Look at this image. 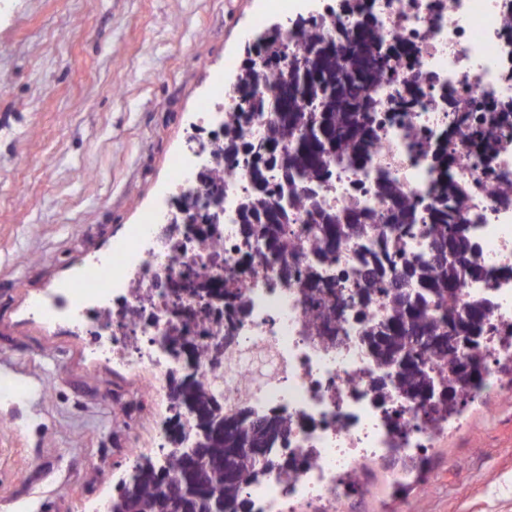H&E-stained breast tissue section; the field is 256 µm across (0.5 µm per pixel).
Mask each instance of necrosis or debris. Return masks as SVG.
Returning a JSON list of instances; mask_svg holds the SVG:
<instances>
[{
  "label": "necrosis or debris",
  "mask_w": 512,
  "mask_h": 512,
  "mask_svg": "<svg viewBox=\"0 0 512 512\" xmlns=\"http://www.w3.org/2000/svg\"><path fill=\"white\" fill-rule=\"evenodd\" d=\"M360 3L398 48L376 91L368 157L336 165L322 182L299 183L300 203L375 219L396 207L398 198L381 191L394 184L414 204L418 230L389 238V288L402 282L405 260L429 257L431 209L449 185L462 188L484 275L463 279L452 305L462 315L489 298L492 340L476 352L480 384L448 381L459 404L481 402L512 386L502 371L512 363V0H323L316 15L350 25ZM235 107L219 90L202 108L214 124L201 142L210 180L198 182L193 162L180 161L169 208L133 228L118 259L81 269L37 309L91 327L99 355L143 376V406L158 400L178 363L174 336L204 346L223 341L220 361L194 362V377L212 382L225 410L288 419L272 444L279 467L244 491L248 512H336L346 494L365 491L364 460L394 461L393 479L404 480L408 463L458 420L435 400L399 390L377 367L363 331L383 321L386 298L351 297L374 265L369 242L343 241L334 261H318L300 213L288 226L287 265L241 268L248 246L239 205L251 190L249 173L242 158L215 154L217 115ZM187 183L195 187L191 206L223 198L222 223H171L169 209L184 201Z\"/></svg>",
  "instance_id": "4bbe7bcc"
}]
</instances>
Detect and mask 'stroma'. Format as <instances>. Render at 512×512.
Returning a JSON list of instances; mask_svg holds the SVG:
<instances>
[{
  "label": "stroma",
  "instance_id": "1",
  "mask_svg": "<svg viewBox=\"0 0 512 512\" xmlns=\"http://www.w3.org/2000/svg\"><path fill=\"white\" fill-rule=\"evenodd\" d=\"M319 0H0V512H95L136 438L159 455L155 414L127 430L139 382L86 332L33 306L114 255L165 199L217 77ZM427 455L421 486L366 461L356 512H512V405L465 408Z\"/></svg>",
  "mask_w": 512,
  "mask_h": 512
}]
</instances>
